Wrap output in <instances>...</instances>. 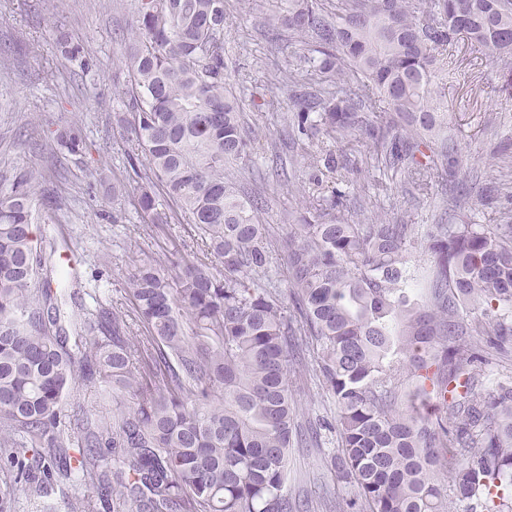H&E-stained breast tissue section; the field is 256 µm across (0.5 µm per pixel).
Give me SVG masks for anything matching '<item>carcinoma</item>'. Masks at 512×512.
Listing matches in <instances>:
<instances>
[{
	"mask_svg": "<svg viewBox=\"0 0 512 512\" xmlns=\"http://www.w3.org/2000/svg\"><path fill=\"white\" fill-rule=\"evenodd\" d=\"M248 2L275 39L283 28L311 47L273 85L324 191L276 247L237 175L256 142L224 83V0H134L115 90L143 172L112 202L131 198L168 245L129 273L131 309L91 288L68 314L56 247L33 229L43 173L0 191V512L38 507L54 477L108 492L69 512H310L288 493L304 436L292 380L308 368L336 402V424H321L339 434L329 464L355 489L336 512H512V374L479 389L490 353L512 344V215L420 234L354 221L381 204L348 192L381 169L424 189L457 174L443 99L454 51L462 40L511 65L512 0ZM47 148L83 155L81 127ZM184 222L206 256L166 232ZM281 249L286 293L261 284ZM97 379L130 406L89 417L77 385Z\"/></svg>",
	"mask_w": 512,
	"mask_h": 512,
	"instance_id": "carcinoma-1",
	"label": "carcinoma"
}]
</instances>
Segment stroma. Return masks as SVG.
Listing matches in <instances>:
<instances>
[{
	"label": "stroma",
	"mask_w": 512,
	"mask_h": 512,
	"mask_svg": "<svg viewBox=\"0 0 512 512\" xmlns=\"http://www.w3.org/2000/svg\"><path fill=\"white\" fill-rule=\"evenodd\" d=\"M230 17L224 26V71L247 112L257 148L246 177L249 196L262 197L261 214L276 237L292 226L287 214L305 211L301 194L308 186V161L283 152V162L294 174L295 192L283 190L271 170L272 147L279 141L283 119L292 110L287 97L268 83L272 66L290 67L309 51L308 45L281 39L278 53L254 18L227 0ZM134 0H0V188L9 189L13 176L24 169L43 170L51 183L60 185L62 205L46 203L40 221L54 227L60 244L57 264L77 272L81 285L99 287L104 303L122 302L123 282L136 260L155 251L156 245L135 214L112 221V183L131 181L135 174L113 136L119 100L112 82L121 73L118 60L123 35L132 19ZM68 32L80 47L79 55L65 60L57 48L59 32ZM463 84L449 87V113L465 112L467 124L450 123L448 135L467 161L458 174L457 188L444 194H405L398 181L368 178L351 187V194L379 196L389 217L410 224H430L440 212L460 222L496 223L500 213H512V89L499 90L502 68L488 64L460 45ZM494 117L483 127L484 117ZM79 122L88 148L82 158L56 159L44 144L58 126ZM492 203H485L487 189ZM297 413L302 423L334 420L336 404L314 376L294 387ZM337 449L335 434L323 433L317 447L292 450L291 492L309 495L315 512H330L331 505L352 496L353 489L323 464Z\"/></svg>",
	"instance_id": "1"
}]
</instances>
